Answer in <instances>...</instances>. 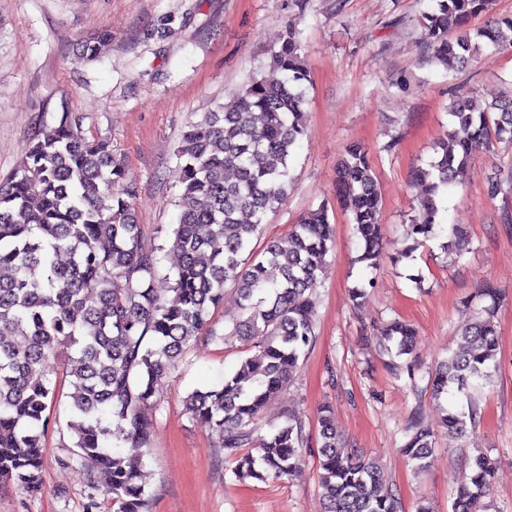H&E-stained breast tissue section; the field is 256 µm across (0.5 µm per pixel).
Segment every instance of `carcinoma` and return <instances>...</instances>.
Returning a JSON list of instances; mask_svg holds the SVG:
<instances>
[{"label":"carcinoma","instance_id":"cac0c4a2","mask_svg":"<svg viewBox=\"0 0 512 512\" xmlns=\"http://www.w3.org/2000/svg\"><path fill=\"white\" fill-rule=\"evenodd\" d=\"M490 0H437L423 16L436 63L463 67L487 46L512 47V16L469 29L467 20L489 10ZM108 36L84 41L81 57L98 56ZM299 32L285 26L270 66L276 82L251 78L230 105L187 125L176 147L182 191L171 248L177 253L172 295L154 288L161 248L145 242L133 200L137 186L105 138H89L79 118L63 113L58 124L38 129L25 158L0 180V478L27 492L41 488L46 457V414L53 400L48 362L67 363L71 418L82 472L108 476L118 512H149L142 460L156 423L146 410L157 402L155 381L186 353L202 330L225 340L251 343L254 353L216 387L196 389L186 411L218 433L224 457L236 461L238 481L261 482L292 474L305 435L290 417L269 435L258 433L266 405L288 386L299 360L313 344V299L325 257L334 241L327 205L310 212L289 232L258 251L267 212L288 191L289 162L305 135V83ZM451 115L465 136L439 143L440 156L413 180L423 188L413 220L414 252L447 233L444 249L461 251L467 231L438 220L436 197L456 183L474 151L495 141L512 142V95L478 108L458 97ZM233 172L234 178L226 176ZM336 203L349 212L362 252L376 267L382 257L381 193L370 152L350 145L340 163ZM67 260H59L61 255ZM280 279L268 277L269 269ZM121 280L124 287L111 284ZM239 297L241 316L218 334L212 310L224 302L226 285ZM490 304L462 327L461 347L430 376L431 396L444 413L448 434L463 436L479 423L481 389L498 367L493 322L500 291L485 289ZM415 330L394 320L379 331V350L391 358L412 353ZM319 473L324 512H401L380 462L340 448L333 409L320 408ZM403 453L422 472L431 463L435 433L415 413L407 423ZM494 463L482 453L453 490L452 512H483L495 483Z\"/></svg>","mask_w":512,"mask_h":512}]
</instances>
